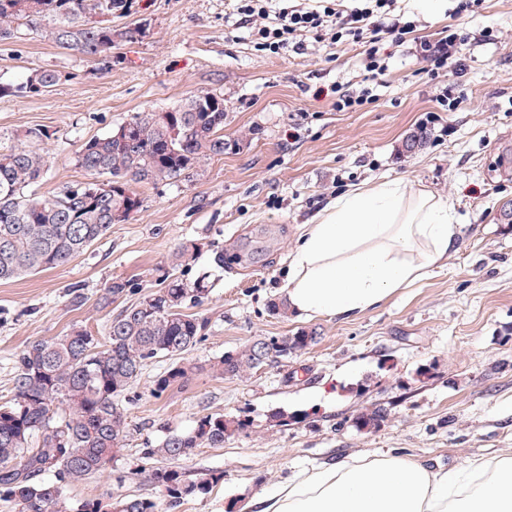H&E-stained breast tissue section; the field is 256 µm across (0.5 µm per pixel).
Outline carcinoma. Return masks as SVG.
Returning <instances> with one entry per match:
<instances>
[{
  "instance_id": "1",
  "label": "carcinoma",
  "mask_w": 512,
  "mask_h": 512,
  "mask_svg": "<svg viewBox=\"0 0 512 512\" xmlns=\"http://www.w3.org/2000/svg\"><path fill=\"white\" fill-rule=\"evenodd\" d=\"M132 0H0V39L26 26L56 47L79 55L96 70L112 66V48L131 42L138 28L117 32L105 17L126 14ZM53 69H33L17 82H0V96H40L69 80ZM224 99L200 92L167 111L138 112L126 125L132 136L119 143L115 131L91 139L77 151V165L89 180L69 185L51 197L33 187L46 170L41 143L47 133L37 127L22 132L21 144L0 148V281L53 269L83 253L112 224L138 213L140 183L179 180L208 160L224 155ZM200 244H182L173 266L195 261ZM202 274L193 287L166 272V285L126 307L108 326L105 341L80 326L51 340L35 342L17 357L12 397L0 404V500L12 512H158L157 504L133 495L102 503L74 502L69 485L105 471L125 447L127 422L122 396L152 360L177 358L155 380L161 394L187 381L201 367L181 358L201 339L206 322L184 308L199 305L207 291ZM317 342L315 332L269 339L281 358ZM256 342L210 361L219 376L240 377L260 369ZM386 409L375 407L356 417V426L377 429ZM248 427L246 420L210 414L186 431L168 434L144 449L146 457L174 460L201 447H221ZM52 474L53 479L43 476ZM177 506L209 494L223 479L218 473L189 479L172 466L150 473Z\"/></svg>"
}]
</instances>
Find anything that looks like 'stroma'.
I'll use <instances>...</instances> for the list:
<instances>
[{
    "instance_id": "obj_1",
    "label": "stroma",
    "mask_w": 512,
    "mask_h": 512,
    "mask_svg": "<svg viewBox=\"0 0 512 512\" xmlns=\"http://www.w3.org/2000/svg\"><path fill=\"white\" fill-rule=\"evenodd\" d=\"M457 0L430 12L405 0L417 25L413 39L392 47L377 101L339 112L333 88L357 83L356 51L307 39L305 53L257 55L238 22L237 0H134L112 27H139L136 42L119 43L116 61L94 70L80 56L20 28L0 40V81L34 68L71 73L48 94L0 98V145H16L29 127L46 130L47 172L37 192L51 195L85 181L79 146L106 135L143 110H167L210 92L223 98L224 155L176 181L138 186L143 203L129 221L64 265L0 282V399L11 397L18 354L28 345L86 326L104 336L125 307L161 287L172 252L194 240L204 249L178 276L193 283L208 274V292L188 306L207 321L189 352L203 369L182 386L154 391L169 358L150 362L125 393L128 437L116 464L66 489L75 501L135 495L160 512H225L302 468L387 452L432 468L458 469L470 460L512 453V0H481L454 15ZM501 31L472 45L464 72L437 80L424 73L419 39L435 41L449 28ZM465 101L440 112L438 88ZM437 126H426L429 112ZM423 146L407 150L411 135ZM381 179L435 190L457 211L461 234L447 261L398 289L379 307L351 318H279L288 255L301 227L328 201ZM222 248L223 268L213 263ZM115 281L124 293L106 298ZM317 332L319 339L244 378L205 371L208 360L270 336ZM381 406L378 429L353 417ZM297 414L288 426L267 422L271 411ZM249 419L223 447L196 449L176 460L187 477L220 472L203 497L169 508L144 456L168 432L203 416Z\"/></svg>"
}]
</instances>
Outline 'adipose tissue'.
<instances>
[{"mask_svg":"<svg viewBox=\"0 0 512 512\" xmlns=\"http://www.w3.org/2000/svg\"><path fill=\"white\" fill-rule=\"evenodd\" d=\"M460 233L453 205L398 179L354 188L307 224L283 289L306 318L363 314L428 275ZM248 512H512V454L451 471L411 457L353 458L302 469L251 499Z\"/></svg>","mask_w":512,"mask_h":512,"instance_id":"adipose-tissue-1","label":"adipose tissue"}]
</instances>
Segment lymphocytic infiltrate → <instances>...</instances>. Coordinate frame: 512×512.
Wrapping results in <instances>:
<instances>
[{
    "label": "lymphocytic infiltrate",
    "instance_id": "1",
    "mask_svg": "<svg viewBox=\"0 0 512 512\" xmlns=\"http://www.w3.org/2000/svg\"><path fill=\"white\" fill-rule=\"evenodd\" d=\"M396 0H362L361 4L343 11L333 0H323L316 7L307 6L305 0H282L278 11H270L269 0H242L239 13L249 22L255 51L271 57L285 48L303 49V38L314 34L316 38L330 37L333 44L351 45L359 50L363 80L358 87L338 86L333 102L337 111L353 110L373 103L372 92L388 64L380 54L383 42H405L413 30L411 21L395 11ZM478 37L496 39L493 29H483ZM463 30L452 29L437 41H420L417 51L426 64L430 77H438L448 68L464 70L466 51L474 37Z\"/></svg>",
    "mask_w": 512,
    "mask_h": 512
}]
</instances>
